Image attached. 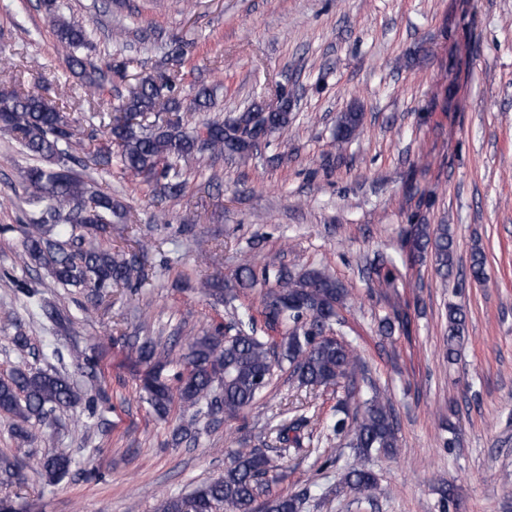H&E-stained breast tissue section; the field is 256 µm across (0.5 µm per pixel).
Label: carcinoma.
<instances>
[{"mask_svg":"<svg viewBox=\"0 0 512 512\" xmlns=\"http://www.w3.org/2000/svg\"><path fill=\"white\" fill-rule=\"evenodd\" d=\"M57 40L68 53V65L79 71L84 96L92 99L103 89L105 72L124 74L129 61L114 58L105 67L95 65L82 51L93 46L95 31L68 17V0H42ZM184 50L176 47L162 63V69L137 79L128 95L113 107L106 125L104 143L91 155L100 170L110 174L112 167L140 179L154 193L177 197L184 190L182 165L199 162L206 154H226L245 159L256 147L258 134L268 136L288 127V95L276 105H256L237 117L213 118L203 124L206 137L188 130L183 112H205L211 105L206 88L190 101L176 92L175 74L169 63L181 64ZM166 112L170 117L162 125L149 124L146 115ZM362 124V113L343 112L336 126L338 146L355 138ZM0 131L9 135L34 163L23 175L26 202L36 208L24 225V240L18 261L24 268L36 267L65 288L91 289L98 295L114 285H129L140 280L143 265L137 257L103 249L97 238L112 232V225L128 223L130 210L120 200L99 187L98 181L78 170V157L85 144L69 117L40 91L19 93L0 91ZM412 252L423 258L431 255L436 272L443 278L454 269L455 242L446 224H421L414 229ZM260 284L248 264L240 266L234 282L227 285L229 299ZM31 304L58 327L71 325L68 315L58 307L25 290ZM346 289L322 269H311L299 277L282 268L276 283L263 298L262 313L273 323L291 324L278 342L261 339L242 329L228 335L221 330L199 336L186 346V372L176 375V384L162 377V369L152 367L142 379V390L153 411L162 417L172 406L185 410L205 405L211 416L235 418L253 408L267 388L275 367L286 365L291 377L301 386L330 387L340 382L356 388L364 378L359 359L351 346L326 335L336 321ZM466 313L448 306L447 353L453 355L464 339ZM82 400L70 378L58 371L18 367L0 379V412L11 415L16 423L15 438L21 443L31 439L27 424L44 421L58 408L73 406ZM344 414H352V425L336 421L335 430L348 432V447L356 461L343 477L347 490L362 494L373 502L378 483L367 468L365 458L374 449L390 451L398 445L397 428L389 399L375 395ZM308 424L304 417L279 429V443L301 447V431ZM72 465L66 453L44 457L38 466L46 481L56 483ZM265 450L238 448L233 460L217 480L200 484L188 497L171 496L160 512H300L299 494L273 490L277 478ZM15 458L0 455V482L17 476Z\"/></svg>","mask_w":512,"mask_h":512,"instance_id":"1","label":"carcinoma"}]
</instances>
